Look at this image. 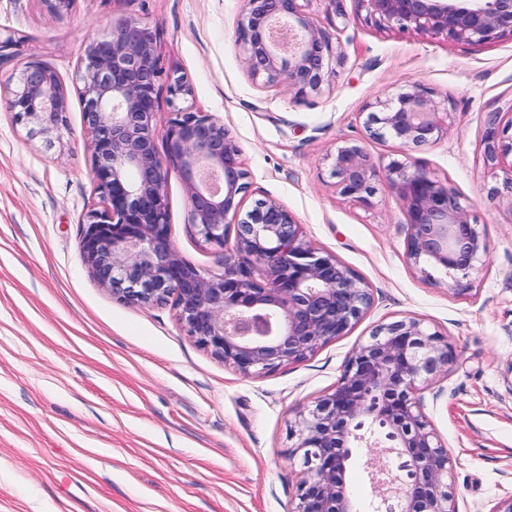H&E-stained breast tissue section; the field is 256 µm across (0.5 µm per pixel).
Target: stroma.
I'll return each mask as SVG.
<instances>
[{
    "label": "stroma",
    "instance_id": "stroma-1",
    "mask_svg": "<svg viewBox=\"0 0 512 512\" xmlns=\"http://www.w3.org/2000/svg\"><path fill=\"white\" fill-rule=\"evenodd\" d=\"M242 0H74L51 18L40 0H0V33L23 41L0 86L37 59L69 92L53 146L31 138L0 100V512H292L303 466L297 421L331 391L373 328L411 315L447 339V377L419 391L452 459L459 512L512 496V209L484 158L485 119L512 120V39L484 45L381 30L354 0H308L336 36L320 91L251 76L237 39ZM158 29L160 64L183 76L193 106L224 123L241 150L249 199L272 197L306 240L359 275L372 305L350 331L303 360L246 377L186 334L171 306L140 308L100 288L80 235L99 206L75 90L88 42L112 19ZM450 113L434 144L408 151L365 135L363 113L411 83ZM364 140L378 165L409 159L452 187L486 247L470 290L405 261L398 194L371 205L330 176L342 141ZM170 237L205 273L219 251L189 224L177 170L166 185Z\"/></svg>",
    "mask_w": 512,
    "mask_h": 512
}]
</instances>
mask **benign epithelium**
I'll use <instances>...</instances> for the list:
<instances>
[{"label": "benign epithelium", "mask_w": 512, "mask_h": 512, "mask_svg": "<svg viewBox=\"0 0 512 512\" xmlns=\"http://www.w3.org/2000/svg\"><path fill=\"white\" fill-rule=\"evenodd\" d=\"M73 2L41 0L52 17ZM356 2L379 29L477 45L512 38V0ZM238 40L251 75L314 91L327 77L336 37L302 0H243ZM18 46L12 35L0 37V66L15 58ZM15 80L4 95L8 111L30 136L49 144L60 138L68 95L56 72L29 60ZM163 80L172 110L161 153L156 115ZM77 92L101 199L83 220L82 259L112 296L143 308L172 304L187 335L244 376L306 358L345 335L371 306L365 281L311 246L278 200L259 199L244 209L250 183L240 148L223 122L178 105L191 88L159 66L156 28L113 20L105 36L88 44ZM369 109V136L389 137L408 150L434 144L448 126V113L416 82ZM484 144L488 164L503 175L496 194L512 208V121L503 125L490 113ZM172 165L182 175L190 226L223 255L221 273L187 264L170 239L165 187ZM331 175L342 196L363 204L378 182L394 189L403 204L407 264L427 277L428 268L442 267L454 276L453 287H469L465 279L486 249L450 186L405 160L377 166L359 140L336 148ZM453 358L448 341L417 317L377 325L352 351L335 388L299 418L293 453L301 455L304 476L292 512H358L345 473L352 449L362 444L376 449L371 465L382 512H459L448 486V449L416 398L448 375Z\"/></svg>", "instance_id": "benign-epithelium-1"}]
</instances>
